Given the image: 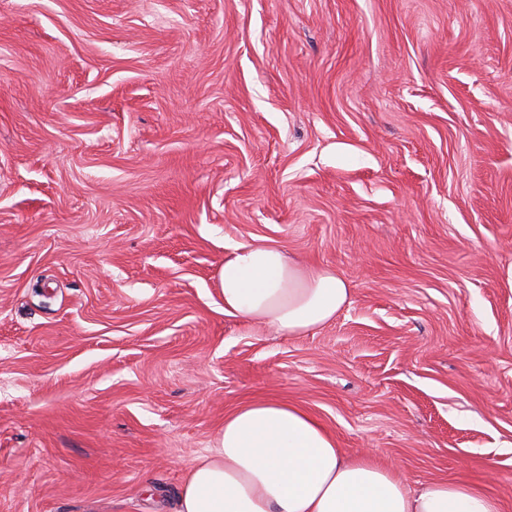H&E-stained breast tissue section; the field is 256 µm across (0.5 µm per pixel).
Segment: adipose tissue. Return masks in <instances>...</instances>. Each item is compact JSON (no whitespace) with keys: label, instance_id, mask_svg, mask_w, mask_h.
Wrapping results in <instances>:
<instances>
[{"label":"adipose tissue","instance_id":"adipose-tissue-1","mask_svg":"<svg viewBox=\"0 0 512 512\" xmlns=\"http://www.w3.org/2000/svg\"><path fill=\"white\" fill-rule=\"evenodd\" d=\"M224 311L286 336L332 320L350 290L336 271L260 241L233 247L219 273ZM179 512H501L463 480L408 490L389 468L348 455L309 412L269 400L224 418L216 444L189 465Z\"/></svg>","mask_w":512,"mask_h":512}]
</instances>
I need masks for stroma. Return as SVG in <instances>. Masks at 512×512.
Listing matches in <instances>:
<instances>
[{
	"mask_svg": "<svg viewBox=\"0 0 512 512\" xmlns=\"http://www.w3.org/2000/svg\"><path fill=\"white\" fill-rule=\"evenodd\" d=\"M261 240L349 304L226 314ZM269 398L512 512V0H0V512H178Z\"/></svg>",
	"mask_w": 512,
	"mask_h": 512,
	"instance_id": "obj_1",
	"label": "stroma"
}]
</instances>
